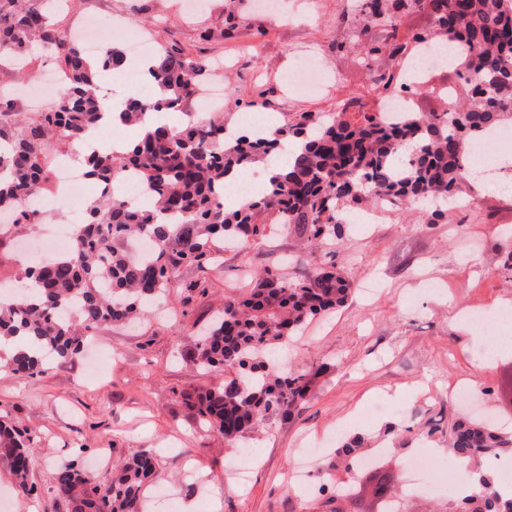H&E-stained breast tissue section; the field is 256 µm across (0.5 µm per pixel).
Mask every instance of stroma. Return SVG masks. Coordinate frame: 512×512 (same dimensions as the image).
<instances>
[{"label":"stroma","instance_id":"35a3bbf8","mask_svg":"<svg viewBox=\"0 0 512 512\" xmlns=\"http://www.w3.org/2000/svg\"><path fill=\"white\" fill-rule=\"evenodd\" d=\"M188 2L67 0L56 21L67 32L91 14L119 18L158 45L222 63L223 118L231 126L242 124L256 102L277 127L302 112L334 111L340 99L370 106L383 93L377 71L366 68L341 22L343 13L354 12V0H280L275 17L257 0H217L197 11ZM302 47L336 76L313 95L295 94L284 83ZM55 66V49L40 45L23 68L0 58V96L13 103L0 124L18 127L38 112L41 76ZM448 86L457 97L467 93L452 69L432 67L411 92L414 111H444L438 90ZM461 196L440 214L420 201L387 205L381 224L345 216V234L333 246L288 234L246 247L217 243L214 265L204 273L182 267L156 315L134 326H100L82 356L46 374L20 380L0 372V418L28 429L38 449L31 495L16 491L0 465V512H68L53 489L56 468L72 462L107 480L109 468L94 463L103 448L114 463L141 448L159 456L144 512H167L171 502L178 512H319L345 471L312 468L292 489L284 475L298 467V451L309 443L333 452L341 422L352 435L390 432L394 450L378 460L390 474L424 450L447 456L452 386H469L492 417L512 426V407L500 397L512 378V355L480 363L482 330L468 318L512 304V272L499 264L512 250V193L470 179ZM312 254L351 280L352 293L336 313L314 319L283 347L288 363L316 359L327 369L298 419H274L249 434L256 460L242 477L233 470L234 448L184 399L218 380L193 360L196 333L254 276L269 270L302 278L308 272L302 261ZM200 279L207 293H187ZM452 497L447 484L424 474L417 486H406L400 508L445 512Z\"/></svg>","mask_w":512,"mask_h":512}]
</instances>
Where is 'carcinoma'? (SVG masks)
<instances>
[{
    "instance_id": "obj_1",
    "label": "carcinoma",
    "mask_w": 512,
    "mask_h": 512,
    "mask_svg": "<svg viewBox=\"0 0 512 512\" xmlns=\"http://www.w3.org/2000/svg\"><path fill=\"white\" fill-rule=\"evenodd\" d=\"M428 15L435 31L428 38L460 42L466 54L457 60L462 77L475 79L465 102L454 101L443 112H405L388 122L378 112L353 116L339 104L328 116L304 113L261 137L225 136L224 119L194 118L182 127L156 124L124 145L119 153L86 155L85 175L101 189L86 209L84 224L64 254L35 262L23 278L32 282L24 294L0 282V346L17 336L27 345L0 351V370L26 378L47 372V360L67 362L84 338L101 325L145 320L148 303L165 293L184 264L206 272L212 244L219 237L256 241L272 232H294L334 243L342 239V216L358 208L363 194L398 204L455 196L469 173L466 145L512 123V0H359L362 16L351 37L364 46L366 61H391L381 77L388 89L399 77V65L410 45L396 34L394 12ZM384 25V38L373 44L371 30ZM53 45L68 81L55 104L21 128L0 125V224L32 227L42 214L28 201L46 179L44 148L50 134L73 141L101 125L105 103L97 93L100 73L122 68L123 52L107 47L98 55L99 70L89 67L77 44L52 21L48 0H0V57L25 59L36 44ZM151 71L165 95L153 108L181 106L211 76L204 59H187L178 51H157ZM146 104L137 99L124 112V123L140 125ZM293 141L296 150L283 173L264 193L237 209L224 210L227 175L265 160ZM134 170L153 206L131 207L106 187ZM143 238L148 254L129 253L126 243ZM318 263L313 275L290 280L270 272L250 290L224 302V311L201 334L194 358L203 369L224 372L218 384L193 396L208 426L234 445L271 418L288 420L309 401L324 364L311 361L292 370L268 360L270 352L314 317L341 306L351 283L336 269ZM368 441L355 435L339 443L326 463L357 470ZM448 448L469 460H512V430L474 418H459L450 428ZM37 458L34 439L0 420V461L19 492L29 495L30 470ZM160 466L151 451L140 449L112 469L100 486L72 463L54 474V490L70 512H139L144 491ZM378 512L390 508L393 479L369 469ZM475 488L459 494L449 512H512L492 473L479 470Z\"/></svg>"
}]
</instances>
